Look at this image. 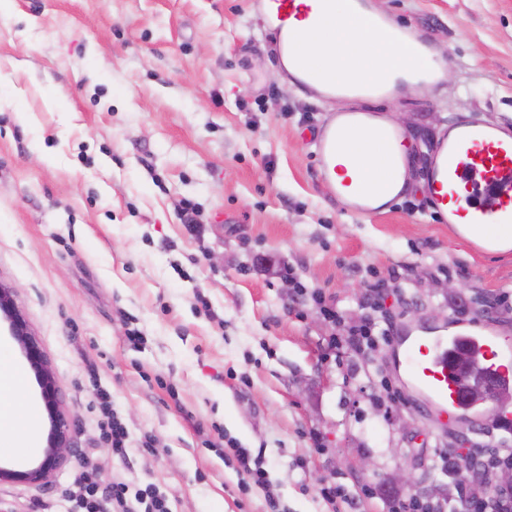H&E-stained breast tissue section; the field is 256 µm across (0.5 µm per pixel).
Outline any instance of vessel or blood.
<instances>
[{
  "label": "vessel or blood",
  "instance_id": "b4317fda",
  "mask_svg": "<svg viewBox=\"0 0 512 512\" xmlns=\"http://www.w3.org/2000/svg\"><path fill=\"white\" fill-rule=\"evenodd\" d=\"M258 8L273 21L270 37L279 51L288 49L287 20L300 13L301 0H258ZM376 28L389 32L397 42H409L415 57H424L430 43L425 34L406 39L404 30L391 27L384 18L374 19ZM345 140L335 129L318 132L315 149L323 171L334 169L336 153ZM391 135L379 137L381 169L376 177L363 183L355 209L362 214L375 213L373 201L387 191L389 181L400 163L391 146ZM455 186L464 203L462 209H448L447 186ZM429 188L439 208L445 209V221L451 224L493 222L512 226V138L501 129L478 120H460L452 125L432 147L429 158ZM395 345L404 349L403 367L413 385L422 393L426 405L441 415L470 411L480 407L467 384L452 367L458 351H467L480 363H494V373L502 385L512 384V368L498 364L502 344L496 338L463 331L452 335L399 336Z\"/></svg>",
  "mask_w": 512,
  "mask_h": 512
}]
</instances>
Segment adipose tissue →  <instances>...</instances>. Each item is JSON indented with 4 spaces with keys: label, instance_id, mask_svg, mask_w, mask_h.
<instances>
[{
    "label": "adipose tissue",
    "instance_id": "adipose-tissue-1",
    "mask_svg": "<svg viewBox=\"0 0 512 512\" xmlns=\"http://www.w3.org/2000/svg\"><path fill=\"white\" fill-rule=\"evenodd\" d=\"M327 11L311 23L290 20L294 40L290 52L301 57L320 76L340 83H361L385 79L409 66L406 50L389 43L371 28L365 16L345 10V0H327ZM393 121L368 117L351 128L344 147L336 156V172L329 182L336 193L353 199L354 184L377 173L378 150L372 142L375 132L393 128ZM26 374L20 366L0 373V451L19 453L33 439L31 417L23 397Z\"/></svg>",
    "mask_w": 512,
    "mask_h": 512
}]
</instances>
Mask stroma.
Segmentation results:
<instances>
[{
    "mask_svg": "<svg viewBox=\"0 0 512 512\" xmlns=\"http://www.w3.org/2000/svg\"><path fill=\"white\" fill-rule=\"evenodd\" d=\"M426 33L442 74L394 98L321 99L278 73L252 0H14L0 13V283L51 361L75 459L48 485L0 483V512H68L78 462L154 483L172 512H329L321 488L374 496L398 470L452 496L437 463L451 439L406 380L395 346L330 347L360 289L387 283L386 320L420 335L466 329L512 344V250L483 252L436 212L425 157L466 117L512 128V0H381ZM399 117L410 145L400 194L369 216L329 192L309 142L334 116ZM305 295L289 300L285 273ZM463 285L430 292V279ZM138 330L139 345L127 335ZM34 447L46 445L35 376ZM129 431L127 458L100 438L99 391ZM381 400L373 411V400ZM461 449L512 447L491 410ZM258 457L267 486L240 491L219 434ZM151 439L153 451L141 442Z\"/></svg>",
    "mask_w": 512,
    "mask_h": 512,
    "instance_id": "obj_1",
    "label": "stroma"
}]
</instances>
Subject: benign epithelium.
<instances>
[{"label":"benign epithelium","instance_id":"benign-epithelium-1","mask_svg":"<svg viewBox=\"0 0 512 512\" xmlns=\"http://www.w3.org/2000/svg\"><path fill=\"white\" fill-rule=\"evenodd\" d=\"M0 319L8 322L12 336L39 380L48 417L46 446L41 457L25 470L0 466V483L41 486L71 461L73 425L61 408L60 389L41 342L17 305L16 289L1 283Z\"/></svg>","mask_w":512,"mask_h":512}]
</instances>
